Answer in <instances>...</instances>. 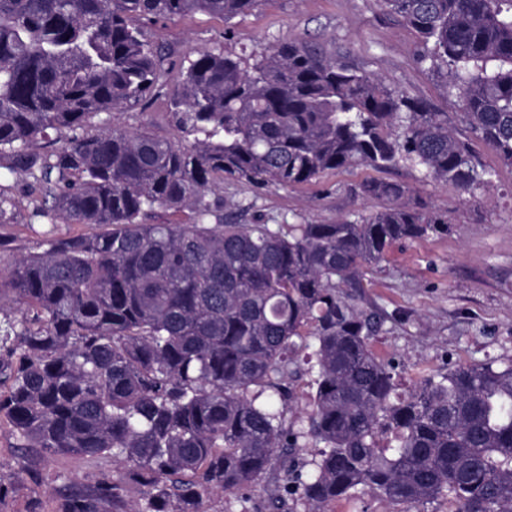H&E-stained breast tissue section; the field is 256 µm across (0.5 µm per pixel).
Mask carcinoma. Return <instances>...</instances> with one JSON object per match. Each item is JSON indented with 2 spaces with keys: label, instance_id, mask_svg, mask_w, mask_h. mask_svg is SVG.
Here are the masks:
<instances>
[{
  "label": "carcinoma",
  "instance_id": "cac0c4a2",
  "mask_svg": "<svg viewBox=\"0 0 512 512\" xmlns=\"http://www.w3.org/2000/svg\"><path fill=\"white\" fill-rule=\"evenodd\" d=\"M262 0H0V178L25 176L35 214L94 224L43 233L6 277L19 317L0 327V421L26 471L76 455L121 466L54 512H210L280 469L273 508L329 512L363 488L393 512L446 499L453 512H512V362L427 374L405 397L355 303L363 268L390 246L448 233L411 189L365 180L381 210L331 224H229L224 182L271 187L409 165L473 196L494 172L469 140L406 92L294 40L241 56L201 49L169 117L186 144L104 128L167 83L141 20L229 21ZM420 39L470 133L512 166V0H383ZM10 198L0 193V248ZM191 212V223L162 219ZM316 374L307 419L289 380ZM390 434L394 445L379 447ZM316 448L298 464L288 451ZM131 485L143 488L126 501Z\"/></svg>",
  "mask_w": 512,
  "mask_h": 512
}]
</instances>
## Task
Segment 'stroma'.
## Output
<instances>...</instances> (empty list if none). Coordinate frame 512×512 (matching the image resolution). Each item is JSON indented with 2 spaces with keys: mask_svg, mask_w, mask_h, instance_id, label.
Wrapping results in <instances>:
<instances>
[{
  "mask_svg": "<svg viewBox=\"0 0 512 512\" xmlns=\"http://www.w3.org/2000/svg\"><path fill=\"white\" fill-rule=\"evenodd\" d=\"M148 37L165 52L170 82L196 51L217 48L242 54L253 45L292 40L320 45L349 65L379 75L384 84L401 89L448 115V125L465 135L455 98L443 78L417 60L416 32L388 15L381 0H264L256 11L232 21L198 14L146 24ZM167 96L154 93L145 105L116 115L117 125H143L174 138L178 132L165 117ZM484 164L495 169L490 193L462 194L456 187L426 179L409 167L384 172L387 180L407 184L429 208L448 214L446 235L396 243L386 259L363 274L357 302L386 315L371 339L374 352L393 364L400 392L411 391L422 374L443 372L459 364L492 357L512 359V167L501 163L483 142L473 141ZM373 170L355 168L328 174L314 184L272 187L262 193L242 183L225 184L224 217L231 222L328 224L341 216L369 213L383 200L356 192ZM0 189L11 196L15 239L0 253V268L14 254L36 247L46 220L34 215L28 181L10 177ZM23 449L8 427H0V479L14 484L0 512H53L62 488L58 474L79 484L94 483L99 465L78 456H56L21 475Z\"/></svg>",
  "mask_w": 512,
  "mask_h": 512,
  "instance_id": "35a3bbf8",
  "label": "stroma"
}]
</instances>
